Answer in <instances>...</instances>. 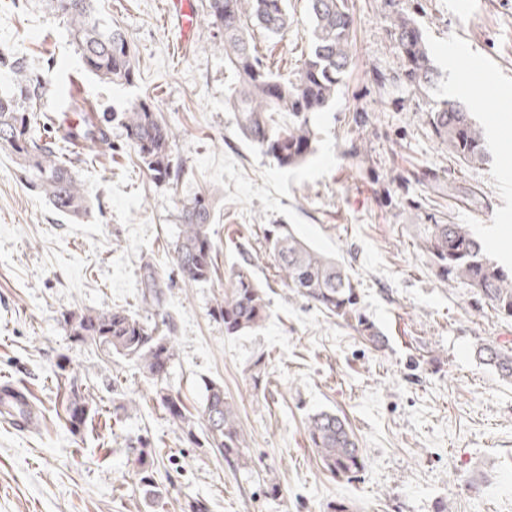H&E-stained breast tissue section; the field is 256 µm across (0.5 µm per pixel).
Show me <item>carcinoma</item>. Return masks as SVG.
Returning a JSON list of instances; mask_svg holds the SVG:
<instances>
[{"label": "carcinoma", "mask_w": 512, "mask_h": 512, "mask_svg": "<svg viewBox=\"0 0 512 512\" xmlns=\"http://www.w3.org/2000/svg\"><path fill=\"white\" fill-rule=\"evenodd\" d=\"M49 2L66 21L87 72L109 83L133 82L132 44L121 29L100 23L94 15L93 0ZM308 11L312 22L308 50L296 78L291 80L263 64L250 37L255 27L270 37H284L289 25L287 0H208L207 5L208 22L221 34L219 46L224 50V62L236 78L227 103L238 130L281 168L299 166L314 153V114L325 110L336 97L337 86L353 62L349 0H308ZM390 34L404 60L402 80L414 87L433 83L436 69L416 21L398 12L391 20ZM11 70L14 90L0 97V151L15 156L22 179L44 194L57 212L82 218L91 210V200L73 173L66 147L75 140L90 151L112 149L107 121L91 112L58 138L37 134L35 105L41 81L30 77L18 58L11 62ZM120 123L128 146L153 179L179 180L183 168L174 165L171 158L172 130L147 102L121 113ZM427 123L462 163L486 162L483 129L460 103L441 101L427 113ZM212 221V200L206 192L181 208L173 263L187 283L209 281L215 273ZM415 229L420 249L440 281L466 283L485 303L512 317V277L484 255L481 241L467 225L417 224ZM263 239L276 273L289 287L352 326L364 341L376 348L384 347L383 333L361 311L357 284L341 263L310 247L286 224L266 225ZM164 286L163 276L147 261L139 273V296L146 316L120 307L86 310L65 316V328L78 342H90L108 355L136 362L156 386L162 409L185 428L187 439L215 450L227 465L237 466L245 460L246 441L237 403L226 395L224 384H205L201 411L204 425L199 435L180 394L164 386L174 346L171 337L160 330V326L167 325L166 319L159 324L151 322V317L159 315ZM216 308L229 335L256 330L269 317L266 292L245 266L231 271L224 297ZM475 356L502 381L512 384V346L482 343L476 347ZM67 413L72 428H80L91 414L89 399L78 390L73 392ZM305 433L332 476L350 480L365 469L358 440L337 413L321 411L310 416ZM136 463L145 496L156 498L154 462L141 451Z\"/></svg>", "instance_id": "cac0c4a2"}]
</instances>
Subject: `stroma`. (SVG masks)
<instances>
[{"instance_id": "1", "label": "stroma", "mask_w": 512, "mask_h": 512, "mask_svg": "<svg viewBox=\"0 0 512 512\" xmlns=\"http://www.w3.org/2000/svg\"><path fill=\"white\" fill-rule=\"evenodd\" d=\"M353 65L317 113L315 151L281 168L237 130L225 101L232 70L193 0L182 42L167 0H95L135 49L133 84L84 70L66 22L47 0H0V49L23 59L42 87L38 114L76 119L63 100L78 78L99 115L148 101L171 127L178 183L146 174L113 125L114 150L73 155L92 211L76 222L21 181L0 153V383L19 384L40 423L21 431L0 418V512H512V384L476 358L480 343L512 346V318L461 282L444 284L414 237L419 224H466L504 270L492 232L512 246V0H351ZM422 29L438 76L415 88L390 35L397 11ZM283 39L255 31L259 56L282 76L301 67L311 28L306 0H288ZM463 53L474 90L460 102L484 128L490 158L467 166L432 134L426 114L452 99L449 53ZM212 196L216 275L185 283L172 262L179 211ZM287 224L343 263L361 308L383 331L377 349L277 276L262 227ZM152 262L167 280L175 357L166 384L200 415L203 383L238 404L247 463L235 468L188 442L131 361L68 336L64 315L120 306L141 313L139 273ZM264 288L269 317L229 336L214 316L232 269ZM98 407L73 430L72 388ZM344 416L366 457L357 478H333L304 424ZM155 461L158 502L144 499L131 448Z\"/></svg>"}]
</instances>
